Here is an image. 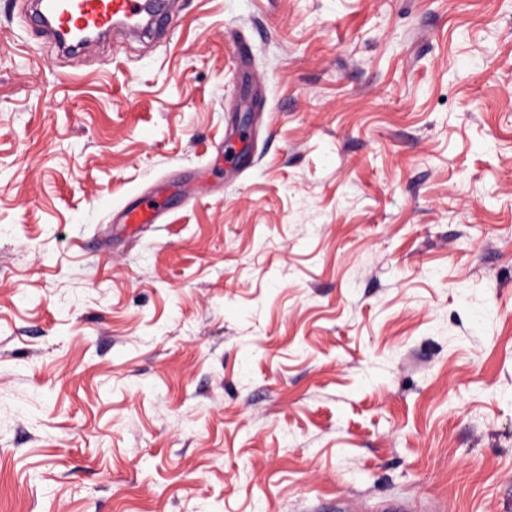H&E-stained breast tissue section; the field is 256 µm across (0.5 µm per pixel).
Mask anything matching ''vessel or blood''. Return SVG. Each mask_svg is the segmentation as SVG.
Here are the masks:
<instances>
[{"label": "vessel or blood", "instance_id": "vessel-or-blood-1", "mask_svg": "<svg viewBox=\"0 0 512 512\" xmlns=\"http://www.w3.org/2000/svg\"><path fill=\"white\" fill-rule=\"evenodd\" d=\"M173 0H28L36 20L52 37L57 50L68 54L89 48V35L103 36L116 24L138 36L160 40L175 19ZM167 210L165 197L125 207L121 223L134 227L159 223Z\"/></svg>", "mask_w": 512, "mask_h": 512}]
</instances>
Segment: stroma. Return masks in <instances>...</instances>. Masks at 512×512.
<instances>
[{
    "instance_id": "35a3bbf8",
    "label": "stroma",
    "mask_w": 512,
    "mask_h": 512,
    "mask_svg": "<svg viewBox=\"0 0 512 512\" xmlns=\"http://www.w3.org/2000/svg\"><path fill=\"white\" fill-rule=\"evenodd\" d=\"M180 4L0 0V512H512V0ZM25 3L62 54L85 50L94 41L76 39L77 43H70L66 37L103 36L116 23L128 26L137 36L160 40L175 19L172 0H155L153 9L148 0H30ZM167 210V199L157 196L135 206H126L120 213L121 224L141 228L144 224H159Z\"/></svg>"
}]
</instances>
